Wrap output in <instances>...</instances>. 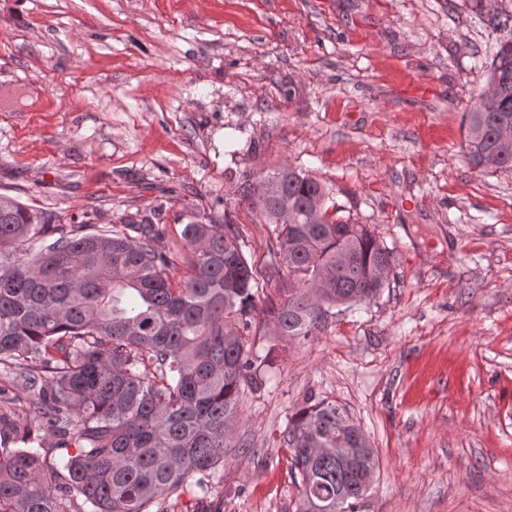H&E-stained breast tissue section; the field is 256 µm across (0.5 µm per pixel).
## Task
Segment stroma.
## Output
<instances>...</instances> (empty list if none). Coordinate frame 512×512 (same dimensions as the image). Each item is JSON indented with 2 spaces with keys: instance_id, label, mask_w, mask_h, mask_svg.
<instances>
[{
  "instance_id": "obj_1",
  "label": "stroma",
  "mask_w": 512,
  "mask_h": 512,
  "mask_svg": "<svg viewBox=\"0 0 512 512\" xmlns=\"http://www.w3.org/2000/svg\"><path fill=\"white\" fill-rule=\"evenodd\" d=\"M470 0H0V194L85 232L150 215L234 224L267 272L243 175L289 164L373 225L389 287L303 343L257 328L215 491L295 512L283 431L314 396L376 451L356 512H512V171L466 158L463 117L503 32Z\"/></svg>"
}]
</instances>
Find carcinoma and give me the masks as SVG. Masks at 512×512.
<instances>
[{"label":"carcinoma","mask_w":512,"mask_h":512,"mask_svg":"<svg viewBox=\"0 0 512 512\" xmlns=\"http://www.w3.org/2000/svg\"><path fill=\"white\" fill-rule=\"evenodd\" d=\"M511 21H498L507 33L487 65L490 105L480 92L464 113L468 158L482 170H512V137L501 136L512 129ZM327 198L290 165L244 176L242 200L275 225L271 266L288 278L287 297L265 306L232 224H186L171 252L157 247V224L130 218L85 234L1 195L0 373L15 393L0 391V512H221L214 490L241 396L266 382L253 325L306 342L337 306L369 304L389 284L391 255L371 225L341 219ZM36 430L61 454L34 447ZM283 440L297 512H352L376 459L348 412L309 397Z\"/></svg>","instance_id":"carcinoma-1"}]
</instances>
